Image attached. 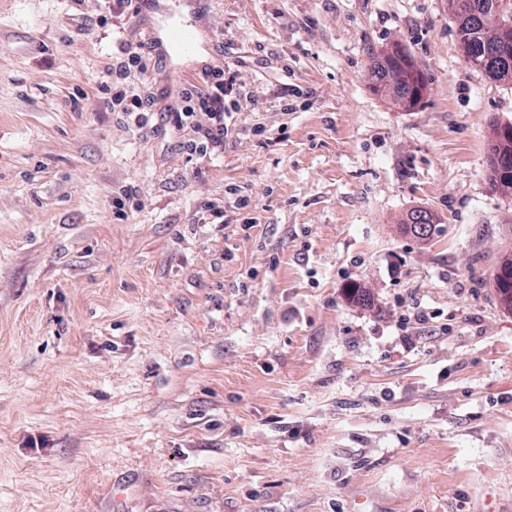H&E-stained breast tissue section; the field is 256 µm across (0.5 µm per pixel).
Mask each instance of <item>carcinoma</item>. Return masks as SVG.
<instances>
[{"instance_id": "obj_1", "label": "carcinoma", "mask_w": 512, "mask_h": 512, "mask_svg": "<svg viewBox=\"0 0 512 512\" xmlns=\"http://www.w3.org/2000/svg\"><path fill=\"white\" fill-rule=\"evenodd\" d=\"M458 6L452 16L457 22V38L465 59L478 62L477 68L500 83H512V47L494 41L485 28L489 11L500 12L503 18H512V0H456ZM372 90L391 95L401 102L415 105L422 100L423 74L412 56L401 48L380 56L371 68ZM504 124L495 125L489 156L488 180L494 190L512 193V138L502 137ZM405 232L415 238L429 239L442 232V226L427 209H414L403 222ZM493 287L501 303L512 310V259L506 258L493 273Z\"/></svg>"}]
</instances>
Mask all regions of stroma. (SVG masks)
Returning <instances> with one entry per match:
<instances>
[{
    "instance_id": "obj_1",
    "label": "stroma",
    "mask_w": 512,
    "mask_h": 512,
    "mask_svg": "<svg viewBox=\"0 0 512 512\" xmlns=\"http://www.w3.org/2000/svg\"><path fill=\"white\" fill-rule=\"evenodd\" d=\"M101 15L0 0V512H506L512 195L488 156L512 84L466 62L448 0H212L140 129L103 87L113 27L145 32ZM396 47L413 107L370 87ZM221 62L241 94L204 164L160 109ZM416 208L442 234H402ZM493 288L500 297L501 303L512 310V259L506 258L493 273Z\"/></svg>"
}]
</instances>
